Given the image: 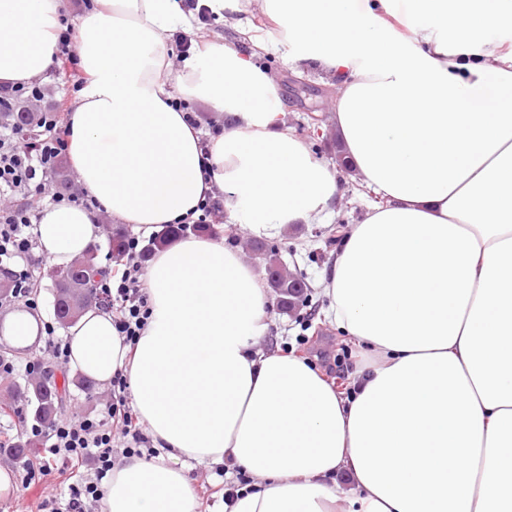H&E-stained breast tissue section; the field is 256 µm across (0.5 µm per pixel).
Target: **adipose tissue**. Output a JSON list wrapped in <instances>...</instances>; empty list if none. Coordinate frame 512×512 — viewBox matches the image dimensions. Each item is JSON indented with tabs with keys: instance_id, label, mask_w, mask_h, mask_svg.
I'll return each instance as SVG.
<instances>
[{
	"instance_id": "obj_1",
	"label": "adipose tissue",
	"mask_w": 512,
	"mask_h": 512,
	"mask_svg": "<svg viewBox=\"0 0 512 512\" xmlns=\"http://www.w3.org/2000/svg\"><path fill=\"white\" fill-rule=\"evenodd\" d=\"M65 8L0 0L1 85L50 70ZM263 13L276 37L250 52L212 37L176 66L181 0H100L81 19L71 165L115 223L147 233L220 196L232 223L273 237L331 213L339 179L290 131L253 52L281 42L340 76L336 137L380 202L338 250L329 293L374 361L344 395L305 359L260 354L262 274L222 242H174L144 274L135 345L97 305L65 330L71 367L128 376L163 450L122 458L100 512H198L187 460L253 476L224 512H512V40L499 38L512 0H263ZM178 94L228 128L203 141ZM100 233L92 211L47 205L37 251L66 267Z\"/></svg>"
}]
</instances>
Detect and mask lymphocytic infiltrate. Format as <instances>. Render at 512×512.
<instances>
[{
  "label": "lymphocytic infiltrate",
  "mask_w": 512,
  "mask_h": 512,
  "mask_svg": "<svg viewBox=\"0 0 512 512\" xmlns=\"http://www.w3.org/2000/svg\"><path fill=\"white\" fill-rule=\"evenodd\" d=\"M33 118L34 127L30 130L0 124V270L7 272L12 266H19L15 281L23 290L33 278L36 205L42 195H49L55 205L80 206L100 218L106 215L85 190L47 193V186L69 150V127L50 110L36 112ZM139 272V266L129 265L94 283L97 293L116 301L114 323L129 344L136 343L151 315ZM116 432L127 440L123 449L127 455L136 454L138 445L145 441L137 417L126 410L118 395L99 414L59 419L47 432L32 426L31 435L44 436L45 446L37 461L24 462L22 483L31 485L54 471L75 473V481L68 485L67 507L69 512H88L87 502L100 500L99 485L116 461L112 445ZM89 465L95 469L94 479L78 478V471Z\"/></svg>",
  "instance_id": "lymphocytic-infiltrate-1"
}]
</instances>
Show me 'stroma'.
<instances>
[{
	"instance_id": "35a3bbf8",
	"label": "stroma",
	"mask_w": 512,
	"mask_h": 512,
	"mask_svg": "<svg viewBox=\"0 0 512 512\" xmlns=\"http://www.w3.org/2000/svg\"><path fill=\"white\" fill-rule=\"evenodd\" d=\"M248 28L263 31L271 28L256 0H248L245 13L229 20L220 21L210 17L192 22L194 35H218L226 44L238 48L244 46V31ZM255 62L275 82L287 108L286 121L291 131H298L300 125L306 122L305 108L315 102L308 95L301 98L293 96L291 83L326 90V98L318 101L321 105L322 133L308 137L306 144L317 160L335 164L334 113L331 107V100L336 96L334 76L318 68L294 63L291 50L281 45L260 52ZM339 193L342 200L329 217L317 224L290 226L283 235L272 238V245L280 249L289 269L302 274L310 284L314 303L288 315L279 313L277 308H270L268 330L256 345L257 350L264 354L291 351L306 358L332 385L336 384L338 378H352L373 360V354L365 344L339 329L327 316L332 300L325 291L326 275L336 256L335 248L329 247L327 240L336 231L347 233L359 224L370 201L363 187L348 177L340 181ZM48 353L49 346L43 342L15 358L18 371L13 381L16 388L11 392L0 389V405L11 407L12 412L7 416L0 415V428L9 425L14 432L24 431L23 420L30 414L27 399L21 391L22 386L29 381L24 367L29 361L47 358ZM67 376L70 384L64 402L66 414L81 416L99 412L109 392L108 387L98 383L88 392L77 385L80 377L78 371L68 370ZM223 473L224 467L220 464L192 462L187 465L186 476L199 499V512H224L223 494L211 491L212 486L222 483ZM48 497L56 498L61 510L66 508L67 487L53 474L43 477L35 485L23 487L18 496L0 497V512H37L39 503Z\"/></svg>"
}]
</instances>
